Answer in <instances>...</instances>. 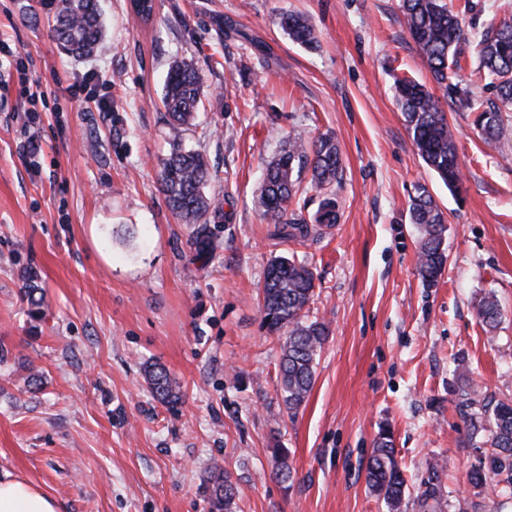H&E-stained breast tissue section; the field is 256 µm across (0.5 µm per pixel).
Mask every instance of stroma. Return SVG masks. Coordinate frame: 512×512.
<instances>
[{"instance_id": "1", "label": "stroma", "mask_w": 512, "mask_h": 512, "mask_svg": "<svg viewBox=\"0 0 512 512\" xmlns=\"http://www.w3.org/2000/svg\"><path fill=\"white\" fill-rule=\"evenodd\" d=\"M104 49L68 56L39 0H0V59L52 93L0 99V470L28 479L61 512H208L213 466L237 487L235 512H389L366 484L380 429L394 434L407 484L400 512H512L494 483L467 473L478 451L455 387L512 397V112L488 147L473 113L443 110L463 175L459 193L425 166L395 98L396 77L431 83L399 0H156L151 24L105 0ZM308 16L309 50L275 22ZM192 56L204 78L197 126L183 144L215 173L219 248L198 257L194 229L159 190L174 137L161 93L170 63ZM108 112L69 91L86 71ZM331 134L340 148L338 224L302 242L272 238L258 197L267 160L288 141ZM426 185L444 213L448 262L419 273L409 208ZM312 268L309 315L330 329L314 386L296 416L281 398V337L261 325L269 260ZM35 277L46 303L21 290ZM494 292L496 329L477 316ZM176 382L161 403L144 368ZM288 449L285 485L273 451Z\"/></svg>"}]
</instances>
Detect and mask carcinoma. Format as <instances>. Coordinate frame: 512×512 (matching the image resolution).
<instances>
[{
    "label": "carcinoma",
    "instance_id": "carcinoma-1",
    "mask_svg": "<svg viewBox=\"0 0 512 512\" xmlns=\"http://www.w3.org/2000/svg\"><path fill=\"white\" fill-rule=\"evenodd\" d=\"M41 2L52 13V36L64 52L88 58L104 48L105 12L101 0ZM400 8L407 31L444 96L457 108L476 113L475 125L486 143L498 142L503 132L502 113L512 109V24L490 25L481 33L476 45L478 62L472 75L480 81L490 79L493 96L476 101L456 81L466 43V15L473 11V5L468 2L455 11L444 0H401ZM276 23L292 41L306 48L315 45V28L309 18L282 12ZM203 94L204 83L195 58L175 60L169 67L161 96L174 138L169 154L160 163L159 184L172 215L182 224L200 226L194 238L200 256L214 249V238L204 225L212 216H224L221 202L206 192L215 177L208 160L202 153L183 147L179 138L181 131L194 125ZM395 97L427 168L449 191L458 190L462 177L454 133L439 100L424 84L408 77L396 78ZM305 167L311 171L312 185L323 191L318 209L309 221L290 209ZM341 174L340 152L332 137L323 135L310 144L297 140L288 143L268 161L259 196L262 220L273 225L271 236L282 240L306 239L311 235L309 223H338L340 205L334 187ZM410 220L420 228L419 271L431 286L444 273L448 255L444 247L443 213L424 185L416 187ZM315 288L314 273L307 265L283 256L269 261L262 287V326L272 335L288 329L279 374L282 401L291 414L297 413L313 388L316 360L329 336L327 324L308 315ZM477 314L485 326L496 327L501 309L495 296L481 298ZM145 377L160 402L170 405L181 399L164 367L147 366ZM459 391L471 410L470 441L474 447L483 449L470 471V481L476 485L494 481L512 487V399L477 400L468 387L462 386ZM274 456L276 478L282 483L292 481L294 468L287 449H274ZM438 468L437 464L431 466L433 477L420 494V507L424 510L439 503L442 497ZM366 483L393 510L399 508L405 497L407 486L396 458L393 433L388 428L381 429L375 439ZM207 492L209 512H233L235 487L230 475L218 466L210 472Z\"/></svg>",
    "mask_w": 512,
    "mask_h": 512
}]
</instances>
